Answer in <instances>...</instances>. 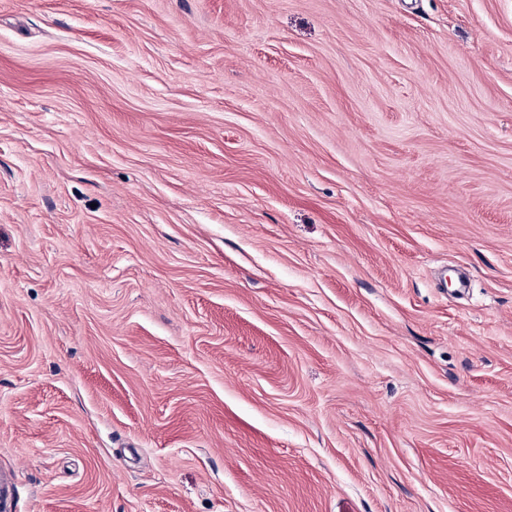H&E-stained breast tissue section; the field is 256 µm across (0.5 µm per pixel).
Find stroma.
I'll return each mask as SVG.
<instances>
[{"label":"stroma","mask_w":512,"mask_h":512,"mask_svg":"<svg viewBox=\"0 0 512 512\" xmlns=\"http://www.w3.org/2000/svg\"><path fill=\"white\" fill-rule=\"evenodd\" d=\"M15 512H512V0H0Z\"/></svg>","instance_id":"stroma-1"}]
</instances>
